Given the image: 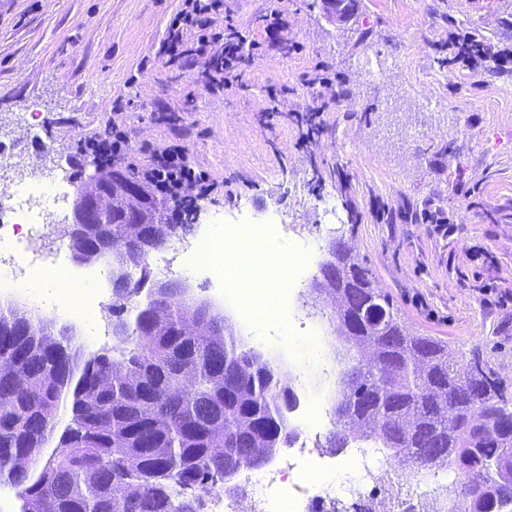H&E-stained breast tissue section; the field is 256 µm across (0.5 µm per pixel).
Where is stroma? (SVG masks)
Returning a JSON list of instances; mask_svg holds the SVG:
<instances>
[{
  "label": "stroma",
  "instance_id": "35a3bbf8",
  "mask_svg": "<svg viewBox=\"0 0 512 512\" xmlns=\"http://www.w3.org/2000/svg\"><path fill=\"white\" fill-rule=\"evenodd\" d=\"M182 0H0V141L15 135L29 105L42 131L20 143L33 154L54 143L72 165L76 134L107 119L126 128L146 154L173 140L161 113L182 118L195 164L219 188L191 217L193 233L234 223L241 206L269 224L258 252L290 251L307 240L300 269L309 290L333 237L350 239L371 266L402 320L448 344L457 358L480 353L512 393V0H352L330 19L310 0H223L210 32L225 21L259 42L239 61L232 87L207 89L204 66L185 71L159 56ZM280 12L276 37L266 17ZM470 34L486 60L453 62L448 44ZM371 56L375 83L358 60ZM341 83L310 88L315 65ZM321 102L312 117V102ZM459 157L444 154V146ZM334 196L338 218L326 222L319 199ZM446 218L441 233L425 213ZM250 258L224 255L236 294L206 274L184 280L194 297L224 312L246 347L299 374L301 395L317 409L321 435L334 428L329 408L343 368L325 318H307L308 335L278 337L244 318ZM69 326L74 346H115L111 321L46 312Z\"/></svg>",
  "mask_w": 512,
  "mask_h": 512
}]
</instances>
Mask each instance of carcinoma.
<instances>
[{"label": "carcinoma", "mask_w": 512, "mask_h": 512, "mask_svg": "<svg viewBox=\"0 0 512 512\" xmlns=\"http://www.w3.org/2000/svg\"><path fill=\"white\" fill-rule=\"evenodd\" d=\"M94 187L108 200L103 223L80 248L112 274V335L85 356L41 317L0 309V484L17 490L19 512H204L203 494L242 491L227 477L267 466L293 435L297 401L281 369L224 335V320L201 334L186 322L182 284L151 279L149 255L120 267L102 239L161 248L190 231L167 222V203L118 171ZM139 223H125L129 187ZM349 287L327 286L320 314L347 347L332 407L334 454L358 442L417 474L447 458L460 481L448 495L464 512H512V405L488 359L460 363L432 336L412 334L373 271L342 239L326 246ZM145 299L134 301L140 293ZM56 442L48 456L45 443Z\"/></svg>", "instance_id": "cac0c4a2"}]
</instances>
